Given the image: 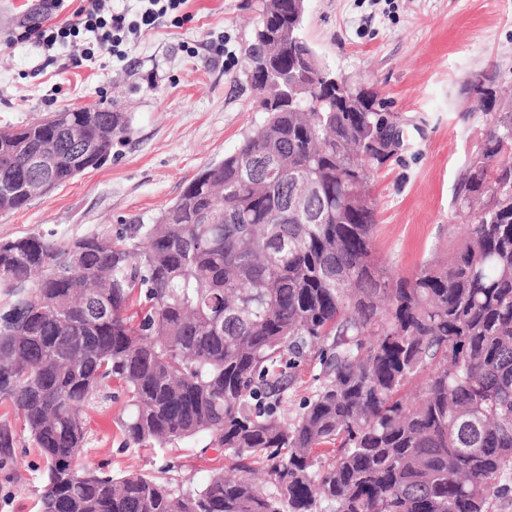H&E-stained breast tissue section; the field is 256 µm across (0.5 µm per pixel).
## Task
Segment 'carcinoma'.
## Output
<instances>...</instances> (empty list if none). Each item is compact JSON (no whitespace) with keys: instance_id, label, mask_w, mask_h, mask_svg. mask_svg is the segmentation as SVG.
Here are the masks:
<instances>
[{"instance_id":"1","label":"carcinoma","mask_w":512,"mask_h":512,"mask_svg":"<svg viewBox=\"0 0 512 512\" xmlns=\"http://www.w3.org/2000/svg\"><path fill=\"white\" fill-rule=\"evenodd\" d=\"M245 56L288 73V105L205 167L154 224L58 244L0 240V403L45 461L39 512H498L512 498V106L492 113L460 178L448 261L397 277L375 255L389 128L378 95L339 89L275 61L265 30L296 21L264 0ZM474 107L496 84L476 78ZM83 126L84 146L64 125ZM122 112H63L0 136V184L53 140L52 182L102 166ZM0 209L51 187L25 178ZM318 360V384L291 419L287 373ZM421 381V393L407 389ZM122 385L126 446L205 436L234 460L201 485L84 466L79 409Z\"/></svg>"}]
</instances>
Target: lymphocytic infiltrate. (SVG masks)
<instances>
[{
    "label": "lymphocytic infiltrate",
    "instance_id": "f902f5d3",
    "mask_svg": "<svg viewBox=\"0 0 512 512\" xmlns=\"http://www.w3.org/2000/svg\"><path fill=\"white\" fill-rule=\"evenodd\" d=\"M188 0H141L136 14L111 7L110 0H43V21L22 26L15 39L46 50L55 46L81 43L82 51L75 66L94 60L97 54L108 52L123 58L122 50L129 36H138L169 24L175 27L189 21ZM72 11L73 21L59 22L58 16Z\"/></svg>",
    "mask_w": 512,
    "mask_h": 512
}]
</instances>
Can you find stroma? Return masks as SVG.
I'll use <instances>...</instances> for the list:
<instances>
[{"label": "stroma", "instance_id": "1", "mask_svg": "<svg viewBox=\"0 0 512 512\" xmlns=\"http://www.w3.org/2000/svg\"><path fill=\"white\" fill-rule=\"evenodd\" d=\"M262 0H190L192 21L142 35L124 61L103 57L73 67L81 48L55 55L0 39V130L73 107L126 113L130 133L112 157L21 209L0 212V239L37 234L67 243L150 224L203 168L233 152L260 119L243 80L245 47ZM227 33L232 69L188 46ZM302 35L320 61L379 93L404 145L372 179L378 215L373 244L394 272L408 275L454 240L451 206L458 177L487 125L467 85L492 71L512 87V0H308ZM123 400L83 412L84 461L115 475L168 473L203 482L228 459L194 437L166 448L128 449L118 426ZM10 455H0V512H37L40 456L12 408Z\"/></svg>", "mask_w": 512, "mask_h": 512}]
</instances>
